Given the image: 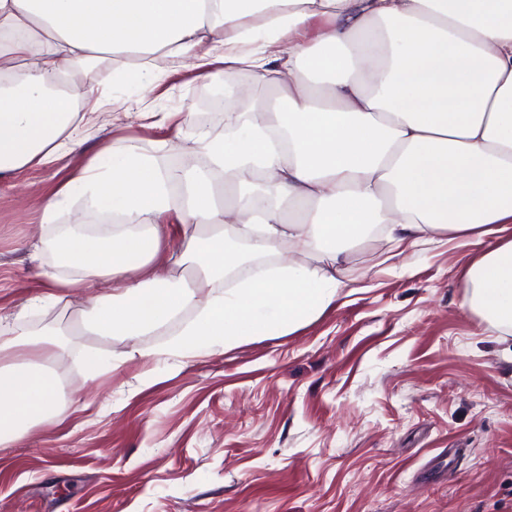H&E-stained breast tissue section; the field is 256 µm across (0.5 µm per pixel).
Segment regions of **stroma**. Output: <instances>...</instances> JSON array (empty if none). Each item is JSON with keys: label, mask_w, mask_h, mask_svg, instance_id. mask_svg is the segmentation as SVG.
<instances>
[{"label": "stroma", "mask_w": 512, "mask_h": 512, "mask_svg": "<svg viewBox=\"0 0 512 512\" xmlns=\"http://www.w3.org/2000/svg\"><path fill=\"white\" fill-rule=\"evenodd\" d=\"M147 96L116 83V121L83 146L0 184V330L61 335L53 368L69 416L0 449V512H512V335L463 308L464 274L492 245L447 235L398 253L379 237L348 251L346 288L287 336L184 359L180 325L129 342L96 334L74 295L18 321L60 264L58 225L36 216L84 158L132 138L167 169L194 155L177 122L220 134L223 93L164 66ZM96 351L117 370L86 376Z\"/></svg>", "instance_id": "1"}]
</instances>
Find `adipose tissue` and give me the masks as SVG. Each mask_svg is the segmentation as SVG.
<instances>
[{
    "label": "adipose tissue",
    "instance_id": "adipose-tissue-1",
    "mask_svg": "<svg viewBox=\"0 0 512 512\" xmlns=\"http://www.w3.org/2000/svg\"><path fill=\"white\" fill-rule=\"evenodd\" d=\"M160 57L232 87L249 111L228 115L222 135L182 114L203 161L176 173L134 139L87 157L36 221L56 223L77 193L117 222L63 229L52 248L67 272L17 318L77 292L99 332L133 340L191 309L167 346L190 358L317 318L370 225L398 250L512 224V0H0V182L80 148L85 122L111 124L101 86L156 84ZM75 66L90 78L71 94ZM243 72L250 82L236 83ZM262 87L278 89L274 102L257 101ZM228 224L284 263L238 265ZM465 286V307L512 331V239L482 253ZM57 350L0 333L1 448L66 419Z\"/></svg>",
    "mask_w": 512,
    "mask_h": 512
}]
</instances>
